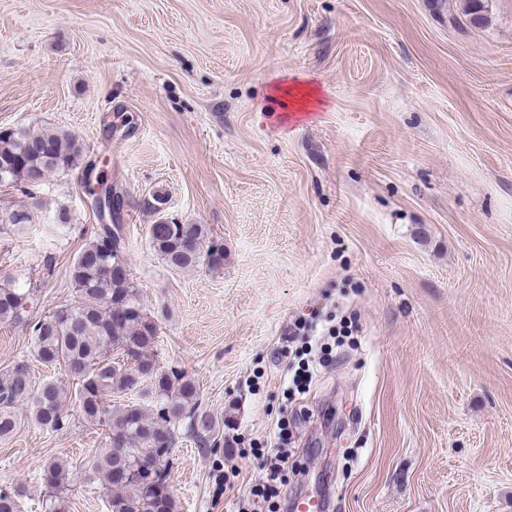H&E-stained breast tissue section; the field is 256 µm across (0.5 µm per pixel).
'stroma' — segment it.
Returning a JSON list of instances; mask_svg holds the SVG:
<instances>
[{"label": "stroma", "mask_w": 512, "mask_h": 512, "mask_svg": "<svg viewBox=\"0 0 512 512\" xmlns=\"http://www.w3.org/2000/svg\"><path fill=\"white\" fill-rule=\"evenodd\" d=\"M486 5L474 25L463 0H0V127L83 145L33 188L23 234L0 224V285L30 282L34 316L71 301L99 222L86 177L104 174L153 356L220 425L215 456L177 430L179 512H237L252 448L299 412L280 512L324 494L329 512H512V0ZM159 190L223 269L153 252ZM299 318L354 330L290 398ZM65 411L0 441L21 512H43L47 461L104 446Z\"/></svg>", "instance_id": "stroma-1"}]
</instances>
